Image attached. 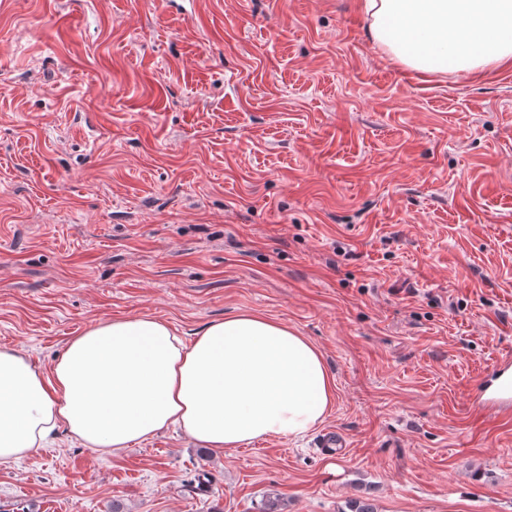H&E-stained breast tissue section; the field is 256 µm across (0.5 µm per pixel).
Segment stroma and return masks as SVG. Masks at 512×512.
<instances>
[{
    "instance_id": "1",
    "label": "stroma",
    "mask_w": 512,
    "mask_h": 512,
    "mask_svg": "<svg viewBox=\"0 0 512 512\" xmlns=\"http://www.w3.org/2000/svg\"><path fill=\"white\" fill-rule=\"evenodd\" d=\"M361 2L0 0V347L253 312L335 384L298 439L59 435L0 512H512V414L472 404L512 354V66L413 73Z\"/></svg>"
}]
</instances>
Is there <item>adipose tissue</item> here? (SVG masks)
Listing matches in <instances>:
<instances>
[{"label": "adipose tissue", "instance_id": "obj_1", "mask_svg": "<svg viewBox=\"0 0 512 512\" xmlns=\"http://www.w3.org/2000/svg\"><path fill=\"white\" fill-rule=\"evenodd\" d=\"M368 35L419 74H476L512 63V0H364ZM334 398L321 352L279 320L241 312L185 340L144 314L87 327L51 371L0 347V464L67 432L115 454L175 425L203 448L298 438Z\"/></svg>", "mask_w": 512, "mask_h": 512}]
</instances>
